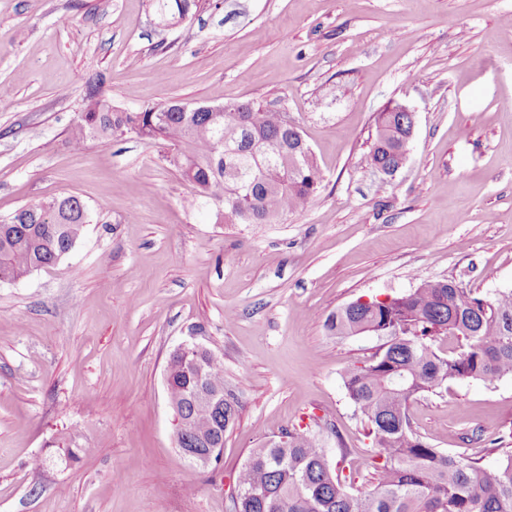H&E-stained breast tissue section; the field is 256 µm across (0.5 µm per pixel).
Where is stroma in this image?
<instances>
[{"label":"stroma","instance_id":"1","mask_svg":"<svg viewBox=\"0 0 512 512\" xmlns=\"http://www.w3.org/2000/svg\"><path fill=\"white\" fill-rule=\"evenodd\" d=\"M94 81L122 110L288 113L316 200L215 223L160 145H72ZM1 91L0 218L67 194L95 211L61 265L0 282V512H230L250 450L295 428L367 492L371 440L341 374L380 340L330 335L328 316L424 280L512 289V0H199L169 27L149 0H0ZM396 103L415 128L385 176L368 153ZM192 340L241 405L220 462L197 471L166 390ZM409 415L431 446L494 464V439L512 448V377L418 396Z\"/></svg>","mask_w":512,"mask_h":512}]
</instances>
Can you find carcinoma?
Here are the masks:
<instances>
[{
    "mask_svg": "<svg viewBox=\"0 0 512 512\" xmlns=\"http://www.w3.org/2000/svg\"><path fill=\"white\" fill-rule=\"evenodd\" d=\"M167 25L186 20L197 0H150ZM410 116L381 112L369 151L373 167L392 168L408 150ZM130 134L173 148L168 161L198 197L224 202L226 224H270L303 210L320 185L313 153L296 149L298 133L283 113L255 101L218 112H179L169 103L118 110L89 88L71 133L77 147L91 138L106 142ZM224 144L217 145L218 139ZM91 221L88 205L66 195L17 210L0 221V282L17 281L59 265ZM336 336L371 334L395 341L372 361L351 363L342 381L372 437L370 466L377 484L352 493L354 476L329 463L321 438L284 433L250 451L236 476L241 495L232 512H512V452L483 465L461 452H443L412 430L409 402L450 383H492L512 376V289L491 299L470 296L454 282L422 281L385 305L353 301L326 321ZM451 336L458 350L444 356L434 342ZM166 387L178 409L176 435L189 447L220 442L238 418L240 403L224 391V362L210 350L174 352Z\"/></svg>",
    "mask_w": 512,
    "mask_h": 512,
    "instance_id": "obj_1",
    "label": "carcinoma"
}]
</instances>
